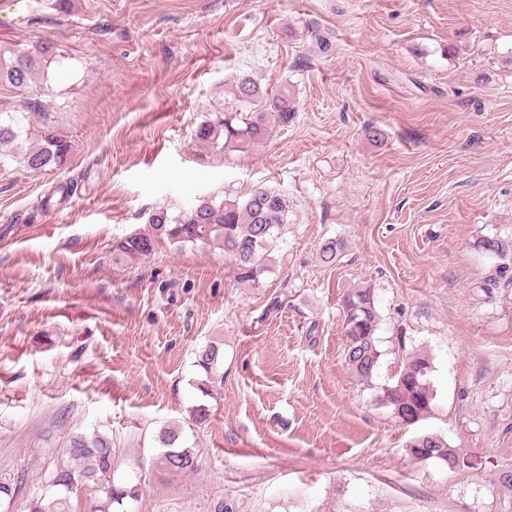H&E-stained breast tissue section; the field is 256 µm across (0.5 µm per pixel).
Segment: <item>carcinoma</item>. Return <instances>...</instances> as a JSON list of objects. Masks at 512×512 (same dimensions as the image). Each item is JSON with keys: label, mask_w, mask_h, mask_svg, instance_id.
Wrapping results in <instances>:
<instances>
[{"label": "carcinoma", "mask_w": 512, "mask_h": 512, "mask_svg": "<svg viewBox=\"0 0 512 512\" xmlns=\"http://www.w3.org/2000/svg\"><path fill=\"white\" fill-rule=\"evenodd\" d=\"M50 47L24 50L0 45V86L27 89L42 80ZM235 108L205 117L194 131L198 145L223 151L244 152L266 140L277 126L286 127L294 119L297 102L294 91L284 84L270 92L250 76L233 80ZM72 144L60 134L52 112H44L38 102H27L14 112H0V174L16 161L33 173L51 172L66 165ZM288 211V201L279 191L259 185L243 200L235 197H202L178 213L158 207L148 224L112 245V261L133 263L150 257L160 248L177 250L209 247L224 253L233 267L235 282L250 288L261 286L269 272L270 253ZM342 244L328 239L320 246L319 259L329 265L336 261ZM344 360L361 385L372 383L382 352L376 332L379 314L373 290L358 288L343 295ZM397 366L390 380L379 387L378 401L396 416L430 412L436 393L431 381L432 361L423 353L408 350L397 337ZM219 347L208 345L198 354V366L206 378L196 382L202 395H210L212 371ZM181 431L164 427L158 440L162 451L157 464L170 473L194 469L197 453L180 444ZM417 461L431 458L451 472L472 469L475 463L461 455L441 436L423 434L407 446ZM68 460L51 474L40 494L35 512H70V496L80 486H91L103 494L100 512L137 495V486L117 487L112 480V446L99 436H77L70 442Z\"/></svg>", "instance_id": "cac0c4a2"}]
</instances>
